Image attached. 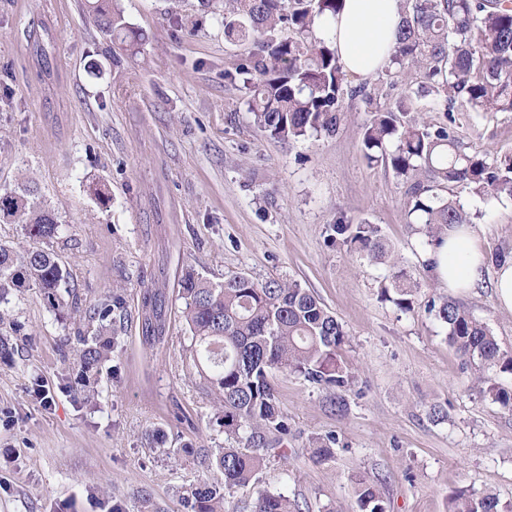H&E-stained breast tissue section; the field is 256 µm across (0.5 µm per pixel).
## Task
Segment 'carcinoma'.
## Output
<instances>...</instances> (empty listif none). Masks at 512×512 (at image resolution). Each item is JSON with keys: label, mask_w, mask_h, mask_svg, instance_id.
Returning <instances> with one entry per match:
<instances>
[{"label": "carcinoma", "mask_w": 512, "mask_h": 512, "mask_svg": "<svg viewBox=\"0 0 512 512\" xmlns=\"http://www.w3.org/2000/svg\"><path fill=\"white\" fill-rule=\"evenodd\" d=\"M224 36L251 45L224 80L234 85L247 76L248 112L268 137L294 144L314 135L335 136L345 118L346 97H359L369 119L361 131L370 163H387L409 184L408 215L422 224L428 240L454 224L473 223L459 199L445 194L469 189L488 202L512 199V161L498 163L466 152L453 124L456 112L512 113V0H401V24L391 65L378 85L351 86L333 50L317 34L321 16L336 14L344 0H222ZM89 9L111 38L132 45L139 34L112 13V0H92ZM406 81L403 97L382 103L381 85ZM431 97L448 115V126L434 128L409 116L414 97ZM0 223L17 224L32 246L18 250L0 243V302L18 292L38 293L56 312L64 306L69 271L47 248L61 232L57 217L30 185L0 192ZM332 241L350 244L363 255L381 259L386 244L373 224L331 225ZM394 304L415 308L416 288L394 276ZM179 299L190 334V352L218 401L217 423L244 442L220 446L205 459L207 476L185 497L187 512H224V490L256 480L267 452V435L289 433L272 384L273 374H294L333 395L342 410L354 390L355 375L338 359L347 342L343 324L310 290L295 281L259 280L234 273L221 283L189 270L180 280ZM120 296L93 305L88 317L112 316ZM448 327V343L465 361L512 376V355L503 352L487 325L453 301L426 305ZM143 341L154 347L167 340L165 302L160 292L143 289ZM80 367H99L113 352L116 337H78ZM480 393L512 411V385L497 376L474 379ZM359 512H386L377 484L357 479ZM452 512H501L496 494L459 492ZM252 512H298L287 496L260 490Z\"/></svg>", "instance_id": "1"}]
</instances>
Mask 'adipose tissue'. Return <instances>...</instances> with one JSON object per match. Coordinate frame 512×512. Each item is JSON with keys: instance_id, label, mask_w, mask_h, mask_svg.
<instances>
[{"instance_id": "adipose-tissue-1", "label": "adipose tissue", "mask_w": 512, "mask_h": 512, "mask_svg": "<svg viewBox=\"0 0 512 512\" xmlns=\"http://www.w3.org/2000/svg\"><path fill=\"white\" fill-rule=\"evenodd\" d=\"M400 19L399 0H344L339 13L318 19L316 27L342 70L367 78L390 65ZM425 262L438 284L456 295L470 294L485 279L486 256L468 224L450 227L429 244Z\"/></svg>"}]
</instances>
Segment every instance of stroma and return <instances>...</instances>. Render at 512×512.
<instances>
[{"label": "stroma", "instance_id": "1", "mask_svg": "<svg viewBox=\"0 0 512 512\" xmlns=\"http://www.w3.org/2000/svg\"><path fill=\"white\" fill-rule=\"evenodd\" d=\"M115 7L138 47L103 33L86 0H0V188L36 187L70 273L61 314L31 291L0 305L13 347L0 360V512H184L202 456L228 442L189 352L177 298L189 268L216 283L239 272L299 282L343 323L339 355L358 377L339 410L321 387L275 374L290 433L257 484L225 490V512H251L260 489L299 512H352L357 476L377 482L388 512H449L461 490L512 510V411L471 387L478 366L426 309L449 293L423 261L404 184L363 156L364 103L347 101L336 136L282 145L255 127L244 85L224 80L245 48L225 39L221 12L200 0ZM455 118L467 152L512 158V113ZM455 194L486 253L512 254V200ZM339 217L376 225L388 258L332 242ZM395 273L416 286L414 311L382 296ZM115 288L118 345L85 384L76 337L99 324L78 312ZM146 288L169 299L159 349L141 339ZM460 303L512 354V311L492 288ZM328 435L333 454L315 463L312 441Z\"/></svg>", "mask_w": 512, "mask_h": 512}]
</instances>
